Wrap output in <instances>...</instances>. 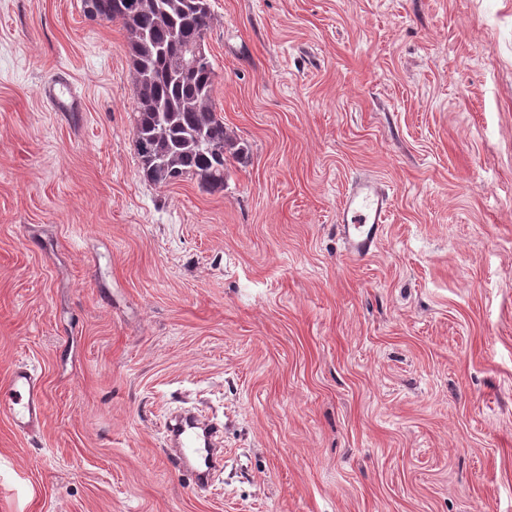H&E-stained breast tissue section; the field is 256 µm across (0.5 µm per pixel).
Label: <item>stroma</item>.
Returning <instances> with one entry per match:
<instances>
[{
	"label": "stroma",
	"instance_id": "1",
	"mask_svg": "<svg viewBox=\"0 0 512 512\" xmlns=\"http://www.w3.org/2000/svg\"><path fill=\"white\" fill-rule=\"evenodd\" d=\"M224 189L148 181L120 21L0 0V512H512V0H210ZM63 80L78 109L55 111ZM393 195L351 262L349 182ZM184 409L224 467L163 452ZM0 409L22 433L33 432L40 426L44 402L34 369L24 366L11 371L8 382L0 387Z\"/></svg>",
	"mask_w": 512,
	"mask_h": 512
}]
</instances>
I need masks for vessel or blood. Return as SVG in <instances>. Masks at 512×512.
Instances as JSON below:
<instances>
[{"instance_id":"1","label":"vessel or blood","mask_w":512,"mask_h":512,"mask_svg":"<svg viewBox=\"0 0 512 512\" xmlns=\"http://www.w3.org/2000/svg\"><path fill=\"white\" fill-rule=\"evenodd\" d=\"M391 208L388 191L378 182L358 179L352 182L338 211L336 228L350 259L361 261L371 256L383 239ZM0 410L6 412L14 427L33 432L42 422L44 402L39 377L29 367L14 368L5 385L0 386ZM165 445L194 485L208 487L222 464L217 446L220 430L184 412L165 423Z\"/></svg>"}]
</instances>
